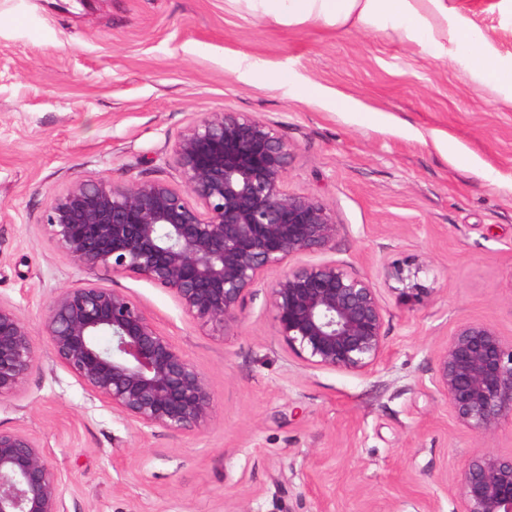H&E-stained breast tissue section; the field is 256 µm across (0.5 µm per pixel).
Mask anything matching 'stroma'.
<instances>
[{"label": "stroma", "instance_id": "1", "mask_svg": "<svg viewBox=\"0 0 512 512\" xmlns=\"http://www.w3.org/2000/svg\"><path fill=\"white\" fill-rule=\"evenodd\" d=\"M499 2L457 0L512 54ZM221 109L269 123L292 147L289 188L335 213L330 248L301 260L377 285L375 369L290 354L265 284L220 334L147 278L85 272L49 241L46 210L79 182L181 186L173 145ZM419 265L433 303H398L386 272ZM86 282L139 303L207 377L213 410L184 435L138 427L40 345L0 429L48 448L65 512H459L461 464L512 454V420L478 438L435 384L457 324L512 340V106L397 36L278 24L232 0H0V301L37 331L51 294Z\"/></svg>", "mask_w": 512, "mask_h": 512}]
</instances>
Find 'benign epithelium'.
<instances>
[{
  "label": "benign epithelium",
  "mask_w": 512,
  "mask_h": 512,
  "mask_svg": "<svg viewBox=\"0 0 512 512\" xmlns=\"http://www.w3.org/2000/svg\"><path fill=\"white\" fill-rule=\"evenodd\" d=\"M291 146L262 119L208 112L172 153L183 180L83 181L54 197L48 238L81 269L144 276L215 332L239 320L246 294L285 259L327 249L340 230L322 202L288 189ZM423 268L386 273L402 304L425 305ZM276 336L306 364L367 372L382 363L379 288L334 262L296 263L268 285ZM112 412L172 435L212 416L205 376L127 293L92 283L60 288L40 333L0 302V397L33 370L40 341ZM436 385L454 419L478 437L512 420V342L494 326L463 322L437 355ZM461 512H512V455L487 451L458 471ZM47 448L23 428L0 429V512H63Z\"/></svg>",
  "instance_id": "1"
}]
</instances>
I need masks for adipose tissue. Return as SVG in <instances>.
Segmentation results:
<instances>
[{
	"mask_svg": "<svg viewBox=\"0 0 512 512\" xmlns=\"http://www.w3.org/2000/svg\"><path fill=\"white\" fill-rule=\"evenodd\" d=\"M275 22L322 24L344 31L391 32L447 61L479 88L512 105V54L501 53L455 0H235Z\"/></svg>",
	"mask_w": 512,
	"mask_h": 512,
	"instance_id": "1",
	"label": "adipose tissue"
}]
</instances>
